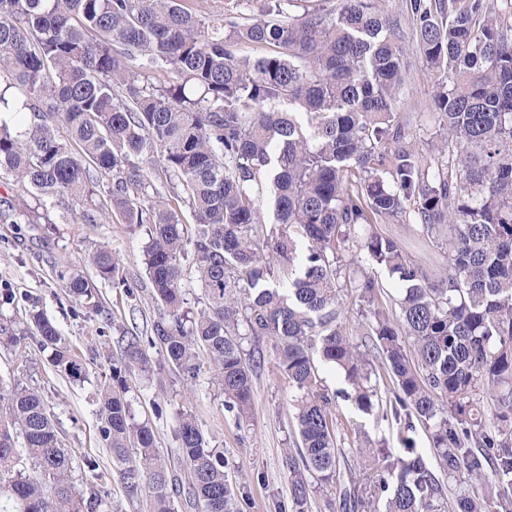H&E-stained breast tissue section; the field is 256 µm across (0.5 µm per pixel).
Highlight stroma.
<instances>
[{
	"label": "stroma",
	"mask_w": 512,
	"mask_h": 512,
	"mask_svg": "<svg viewBox=\"0 0 512 512\" xmlns=\"http://www.w3.org/2000/svg\"><path fill=\"white\" fill-rule=\"evenodd\" d=\"M414 69L399 103L406 137L415 142L428 166H435L438 152L430 146L435 131L434 95L442 79L440 71L423 72L417 41L406 34L401 42ZM28 213L29 223H0V316L27 325L31 308H38L56 326L60 336L85 362L89 375L75 381L54 368L49 351L37 339L26 337L17 347L0 346V385L15 384L37 390L54 415L58 436L72 451L77 463L72 480L78 490L105 494L111 512H148L146 498L132 499L123 491L112 470V454L102 445L96 402L98 389L114 365L120 364V336L144 334L164 312L156 300L143 261L146 230L129 232L125 224L109 217L97 203L85 204L88 220L72 221L68 203L40 206L35 197L0 176V208ZM383 232L395 237L412 262L429 270L442 263V251L419 235L411 224H386ZM107 248L118 258L125 286L99 278L92 256ZM69 270L93 280L99 312L86 310L68 300L59 274ZM251 360L257 361L251 418L238 424L224 407V393L214 378L210 363H203L198 376L183 380L178 373H139L129 378L132 413L136 421L148 423L157 436V448L171 468L179 457L174 427L179 414L196 417L210 448L224 456L225 470L239 496L240 512H291L288 477L282 465L285 449L297 440L293 399L295 390L276 365L271 344L248 340L244 344ZM319 374L336 391L334 410L337 444L341 450L333 484L314 485L309 512H346L344 491L359 497L370 495L372 473L366 469L357 447L363 440L386 439L392 452L402 448L399 429L387 410L394 384L383 365H376L380 406L374 414L360 412L344 398L347 383L343 373L320 367Z\"/></svg>",
	"instance_id": "obj_1"
}]
</instances>
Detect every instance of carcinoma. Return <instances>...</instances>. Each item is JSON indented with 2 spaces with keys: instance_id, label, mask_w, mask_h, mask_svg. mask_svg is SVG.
<instances>
[{
  "instance_id": "1",
  "label": "carcinoma",
  "mask_w": 512,
  "mask_h": 512,
  "mask_svg": "<svg viewBox=\"0 0 512 512\" xmlns=\"http://www.w3.org/2000/svg\"><path fill=\"white\" fill-rule=\"evenodd\" d=\"M190 2L0 0V172L39 201L101 197L130 228L149 225L144 263L165 314L149 334L121 337L124 365L112 367L98 400L99 437L127 496L176 512L179 485L152 428L132 417L128 376L151 371L156 348L159 371L193 379L204 353L224 407L243 423L255 369L248 336L272 342L298 391L299 445L283 460L293 512H308L313 483L333 482L340 453L336 393L315 361L343 372L347 397L370 414L375 359L394 378L404 453L368 446L373 499L346 493L344 507L442 512L443 486L410 436L419 422L456 483L453 512H489L490 502L512 512V0L504 9L498 0H405L421 58L446 70L433 136L446 159L434 169L404 141L395 109L412 66L400 18L378 0L301 14L296 0H264L262 16L244 23L232 3L212 23ZM237 45L276 52L241 55ZM158 68L171 73L160 85L151 82ZM12 88L25 99L7 96ZM57 121L72 144L57 138ZM155 180L170 195L150 196ZM269 186L275 224L264 234ZM408 220L440 245L438 271L410 262L377 229ZM356 237L364 256L347 259ZM365 259L405 284L398 312L376 304L383 284L362 272ZM93 262L125 284L111 251L98 249ZM188 264L203 292L196 311L182 288ZM59 277L75 301L99 309L86 303L92 283ZM342 278L368 307L358 343L339 324ZM27 331L72 379L86 377L42 313L30 314ZM18 343L14 322L0 319V345ZM478 396L490 400L488 424ZM174 434L194 506L239 512L224 458L197 419L179 414ZM73 471L40 393L1 386L0 512H109L97 491L76 494Z\"/></svg>"
}]
</instances>
